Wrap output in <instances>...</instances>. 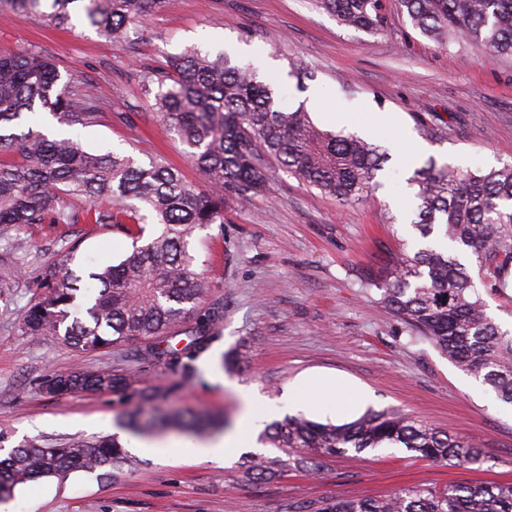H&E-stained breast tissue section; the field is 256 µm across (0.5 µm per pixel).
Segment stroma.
Segmentation results:
<instances>
[{
    "label": "stroma",
    "mask_w": 512,
    "mask_h": 512,
    "mask_svg": "<svg viewBox=\"0 0 512 512\" xmlns=\"http://www.w3.org/2000/svg\"><path fill=\"white\" fill-rule=\"evenodd\" d=\"M190 46L254 63L275 82L281 109L320 92L324 107L310 113L316 125L389 152L382 186L343 205L274 164L262 193L225 206L223 224L195 230L189 249L211 289L184 324L193 326L215 303L224 316L187 376L144 360L135 344L87 352L49 333L25 334L22 319L48 265L67 260L81 272L115 263L131 239L99 224L21 230L26 273L0 290V459L27 441L54 446L111 435L155 387L164 409L209 413L231 426L243 394L256 393L265 427L298 415L289 390L322 372L335 378L340 401L363 389L367 408L457 434L490 461L473 470L381 448L335 458L317 474L288 466L257 479L247 473L248 455L202 461L170 431L158 436L155 453L132 452L116 480L85 471L43 478L16 489L0 512H314L329 499L379 498L412 484L512 482V406L412 337L379 304L378 291L360 285L381 277L399 254H412L409 180L426 160L484 170L512 164V59L487 61L481 47L465 43L440 47L412 29L394 0L373 35L340 26L318 0H169L117 44L83 21L61 28L38 17L0 18V51L47 55L102 98L89 126H62L44 113L37 130L71 135L101 153L163 158L200 185L203 176L156 124L142 90L167 55ZM72 369L122 370L132 382L121 393L42 391L43 378Z\"/></svg>",
    "instance_id": "35a3bbf8"
}]
</instances>
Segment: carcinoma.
Wrapping results in <instances>:
<instances>
[{
  "label": "carcinoma",
  "mask_w": 512,
  "mask_h": 512,
  "mask_svg": "<svg viewBox=\"0 0 512 512\" xmlns=\"http://www.w3.org/2000/svg\"><path fill=\"white\" fill-rule=\"evenodd\" d=\"M380 0H320L338 23L369 33L381 24ZM167 0H0L5 16H41L57 27L72 24L78 10L95 31L122 42L143 27ZM412 26L442 46L483 45L490 58L512 57V0H397ZM153 95L154 119L182 146L207 188L187 182L161 159L142 163L112 151L91 152L73 138L51 139L28 128L1 130L24 117L48 112L68 126L92 124L99 96L76 87L72 76L40 53H0V150L23 157L0 162V238L11 241L0 253V284L22 272L20 247L11 232L33 224H75L79 214L64 207L66 197L85 200L86 220L109 225L132 238V248L116 264H100L86 275L63 264L44 271L46 291L23 319L30 336L52 333L85 351L138 342L142 357L165 360L175 372L207 346L219 312L213 310L181 331L182 348H157L181 319L196 308L209 288L188 252L197 228L224 223V204L244 202L264 191L268 163L276 161L299 182L355 202L377 185L387 152L351 134L319 129L300 105L284 111L273 83L251 64L239 65L224 53L194 47L168 58L166 67L145 80ZM417 186L413 229L422 246L376 282L379 302L416 336L430 340L462 371L512 405V331L488 315L481 291L500 292L512 271V165L498 169L438 166L429 159L410 179ZM162 226L145 236L147 216ZM469 255L483 270L475 282ZM129 386L121 371L54 373L44 382L53 394L78 391L120 393ZM162 411L128 428L141 435L164 426ZM298 466L318 471L324 461L351 451L393 447L449 465L482 468L486 453L447 431L411 420L394 410H369L344 425L288 417L264 433ZM129 457L109 437L59 447L25 443L0 460V498L29 482L70 471L105 469L116 476ZM278 458L257 457L254 476L274 473ZM317 512H512V483H450L441 489L406 487L383 499H336Z\"/></svg>",
  "instance_id": "carcinoma-1"
}]
</instances>
